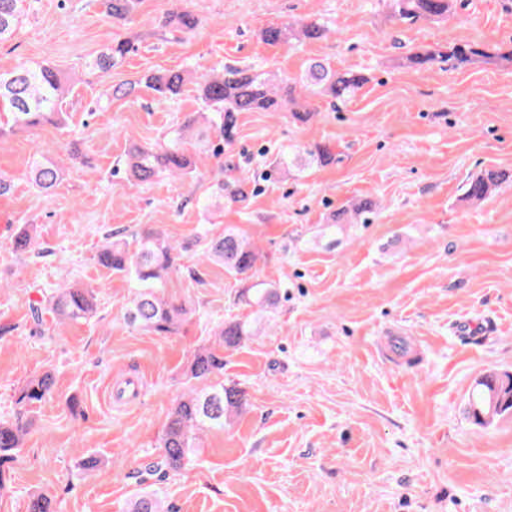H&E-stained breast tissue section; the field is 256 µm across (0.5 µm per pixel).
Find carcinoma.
Segmentation results:
<instances>
[{
    "label": "carcinoma",
    "mask_w": 512,
    "mask_h": 512,
    "mask_svg": "<svg viewBox=\"0 0 512 512\" xmlns=\"http://www.w3.org/2000/svg\"><path fill=\"white\" fill-rule=\"evenodd\" d=\"M25 0H0V42L7 40L24 13ZM141 0H103L105 15L113 21H125L134 13ZM452 0H396L395 17L403 23L421 20L435 21L448 17ZM167 22L183 33L197 29L200 19L186 8L168 13ZM328 28L317 20H303L285 25H271L261 31L267 44L315 41L325 37ZM132 50L128 41H118L107 51L94 57L88 66L109 71L122 64ZM494 59L512 62V49L491 52L474 42L426 47L406 56L408 64L425 69L447 63L458 69L477 62ZM366 78L352 70L338 71L318 61L310 65L299 82L288 77L250 66L226 65L220 71L198 74L176 71L146 78L145 84L161 101L178 94L187 84L197 87L201 111L189 113L175 134L166 140L136 148L125 159V172L140 182H151L167 176L173 179L197 175L194 151L209 149L219 166L212 201L205 210L228 202L244 205L252 193L250 182L235 175L232 156L224 155V143L233 141L237 114L240 112H284L301 122L313 115L307 98L327 97L331 102H343L355 94ZM67 91L64 75L47 64L23 65L10 71H0V112L11 116V125L0 127V135L14 130H27L44 124L62 125L65 120L63 103ZM330 145L316 143L296 147L295 151L275 163V169L299 172L313 165L326 166L335 162ZM512 176L496 169H487L468 183L464 193L472 203L484 201ZM31 180L41 192L53 189L59 180L58 167L49 161L32 163ZM377 213L376 202L361 198L341 207L332 216L330 225L344 228L347 224H366ZM34 243V226L20 229L13 239L14 250L30 253ZM199 260L224 268V272L242 284L234 304L248 309V314L218 324L210 336L193 351L185 373L186 386L167 415L159 448L161 453L149 463L146 473L166 477L179 472L194 458L201 435L209 430H222L246 409V390L237 383H224V350L238 347L258 333L257 324L270 320L287 291L282 284L260 278L259 249L249 235L232 227L224 233L205 236L200 240ZM190 245L180 244L171 236L144 231L132 239L108 236L98 254L97 262L115 272L132 277L139 285L130 300L126 318L130 325L160 335L180 331L192 310L185 304L169 300L164 284L176 270L181 252ZM52 313L60 324L86 321L96 313L92 288L77 282L67 283L42 296L34 310L41 307ZM55 381L45 372L29 379L15 399L17 411L8 419H0V463L13 458L23 448L32 421L28 414L51 393ZM512 411V374L492 372L476 384L469 400L473 420L482 426ZM128 512H170L155 491L140 490L128 503Z\"/></svg>",
    "instance_id": "cac0c4a2"
}]
</instances>
